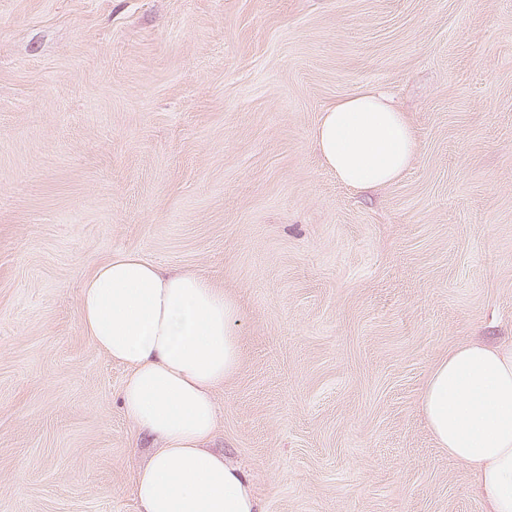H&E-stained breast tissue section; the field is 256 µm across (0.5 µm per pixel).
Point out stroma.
Instances as JSON below:
<instances>
[{
    "label": "stroma",
    "mask_w": 512,
    "mask_h": 512,
    "mask_svg": "<svg viewBox=\"0 0 512 512\" xmlns=\"http://www.w3.org/2000/svg\"><path fill=\"white\" fill-rule=\"evenodd\" d=\"M368 87L417 149L358 191L312 133ZM122 251L238 302L214 446L261 512H486L420 394L512 342V0H0V512H138L81 315Z\"/></svg>",
    "instance_id": "35a3bbf8"
}]
</instances>
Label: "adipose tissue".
<instances>
[{"label":"adipose tissue","mask_w":512,"mask_h":512,"mask_svg":"<svg viewBox=\"0 0 512 512\" xmlns=\"http://www.w3.org/2000/svg\"><path fill=\"white\" fill-rule=\"evenodd\" d=\"M313 141L345 184L368 190L407 169L414 131L381 90L325 109ZM82 322L128 369L125 414L160 446L137 472L139 512H259L241 471L208 448L214 389L233 375L237 302L207 278L121 252L83 280ZM420 405L438 445L472 469L488 512H512V345L473 341L431 371Z\"/></svg>","instance_id":"ef3b65f1"}]
</instances>
